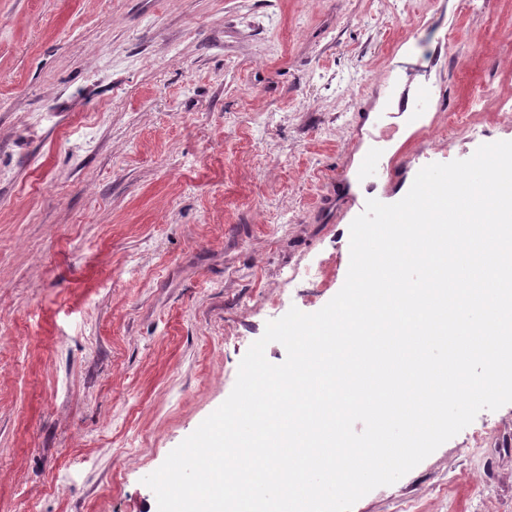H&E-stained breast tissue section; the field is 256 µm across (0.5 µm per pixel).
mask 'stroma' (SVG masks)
<instances>
[{
  "label": "stroma",
  "instance_id": "stroma-1",
  "mask_svg": "<svg viewBox=\"0 0 512 512\" xmlns=\"http://www.w3.org/2000/svg\"><path fill=\"white\" fill-rule=\"evenodd\" d=\"M507 36L512 0H0V512H157L267 322L342 288L359 156L512 141ZM426 79L420 135L374 128ZM352 512H512V404ZM415 108L410 112H386L385 117L398 118L405 115L406 121L423 112H438L441 109L444 94L442 88L429 81H423L415 89Z\"/></svg>",
  "mask_w": 512,
  "mask_h": 512
}]
</instances>
